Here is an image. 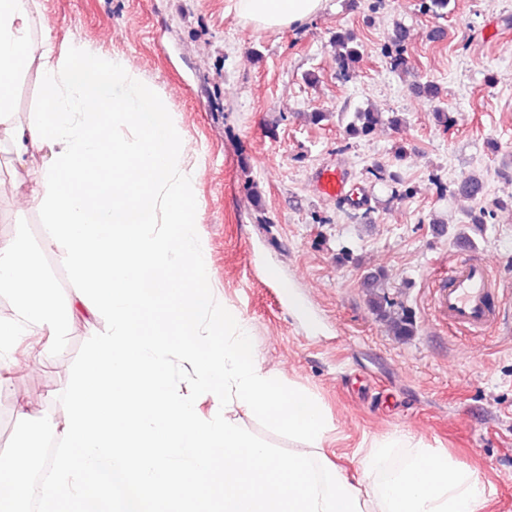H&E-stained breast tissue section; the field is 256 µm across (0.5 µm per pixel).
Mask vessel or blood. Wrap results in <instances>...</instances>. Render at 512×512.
<instances>
[{
    "label": "vessel or blood",
    "instance_id": "obj_1",
    "mask_svg": "<svg viewBox=\"0 0 512 512\" xmlns=\"http://www.w3.org/2000/svg\"><path fill=\"white\" fill-rule=\"evenodd\" d=\"M319 196L336 199L351 194L353 186L347 174L338 167H324L315 175ZM497 284L487 264L469 258L450 267L445 288L436 293L435 307L449 324L484 334L498 324L494 294Z\"/></svg>",
    "mask_w": 512,
    "mask_h": 512
}]
</instances>
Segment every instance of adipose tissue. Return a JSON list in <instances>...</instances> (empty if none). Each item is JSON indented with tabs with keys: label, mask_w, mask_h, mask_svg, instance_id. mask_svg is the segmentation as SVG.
Returning a JSON list of instances; mask_svg holds the SVG:
<instances>
[{
	"label": "adipose tissue",
	"mask_w": 512,
	"mask_h": 512,
	"mask_svg": "<svg viewBox=\"0 0 512 512\" xmlns=\"http://www.w3.org/2000/svg\"><path fill=\"white\" fill-rule=\"evenodd\" d=\"M324 0H237L238 13L258 31L292 28L317 15ZM0 288L25 303L23 313L0 323V365L12 361L18 343L40 335L58 314L54 284L36 254L20 239L0 240Z\"/></svg>",
	"instance_id": "1"
}]
</instances>
